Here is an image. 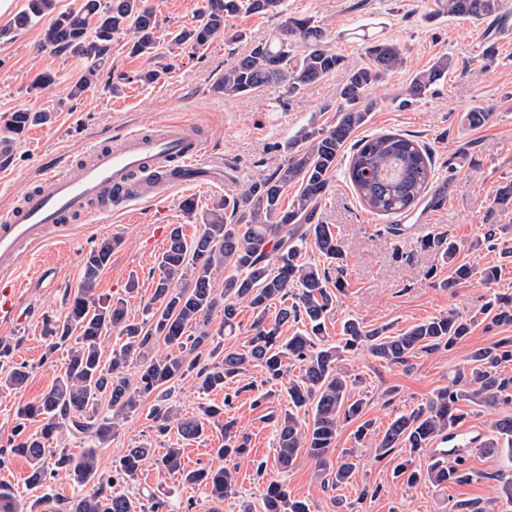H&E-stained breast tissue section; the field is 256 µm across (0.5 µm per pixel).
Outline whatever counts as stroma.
I'll return each mask as SVG.
<instances>
[{
    "mask_svg": "<svg viewBox=\"0 0 512 512\" xmlns=\"http://www.w3.org/2000/svg\"><path fill=\"white\" fill-rule=\"evenodd\" d=\"M289 15H310L327 31L341 67L333 75L293 94L271 88L249 98H227L214 90L225 65L244 53L250 44L272 39L279 21L274 17L242 15L232 21L246 40L236 42L216 36L199 50H178L164 58L167 71L153 84L138 81L151 67L143 56L130 54L125 40L112 44L108 68L120 88L112 93L98 85L72 100L67 90L82 74L85 63L57 51L44 42L48 20L16 31L0 41V117L18 109L49 112L48 122L32 126L15 144L6 166L0 167V209L14 205L35 185L36 176L59 159L77 161L93 137L136 123L161 129L182 123L200 130L207 147L206 160L224 165L222 183L204 179L171 191L154 203H142L124 213L102 215L91 222H74L63 239L50 242L26 258L15 272L25 298L28 321L0 323V340L10 341L15 362L26 363L30 376L20 391H0V446H6L15 425L19 405L41 395L61 372L65 349L50 350L42 334L45 316L64 317L68 303L82 278V263L92 247L105 239H120L110 265L102 271L96 295H126L130 319L144 317V306L159 276L160 255L167 245L158 225L179 224L186 237L202 229L201 214L224 196L259 174L275 173L287 161L284 145L301 127L326 125L336 119L340 91L346 76L366 67L362 33H375L396 43L403 51L401 69L386 77L370 95L368 121L355 136L398 133L410 136L430 149L434 178L448 184V201L428 229L447 236L459 247L457 263L475 269L499 265L502 279L495 287L480 277L458 287H448L452 266L436 251L423 248L420 237L391 240L386 225L398 223L395 215L370 212L347 178V159H340L322 204L320 217L329 224L345 254L342 278L346 291L326 319V334L338 339L345 320L355 318L373 326L400 330L457 310L475 317L467 337L451 350L424 352L412 369L387 365L360 350L345 354L340 366L359 377L356 395L366 402L365 417L376 430H384L398 414L431 398L438 388L451 383L456 370L476 349L504 336L512 326H498L479 310L494 293H512V257L491 248L489 229L501 239L512 238V204L501 205L502 188L512 184V14L473 21L437 14L434 0H287ZM452 56L454 67L426 97L405 103L412 78L426 70L435 58ZM50 72L52 85L30 89L33 77ZM489 112L488 122L475 126L467 114L473 108ZM194 199L197 212L187 215L182 205ZM138 289L126 293L129 279ZM288 395L277 391L267 408L253 407L248 393H241L227 418L235 419L240 439L251 453L236 463L238 494L225 499L221 512H241L250 502L263 512L266 480H284L297 499L311 512H455L465 502L489 512H512V503L501 496V487L512 479V459L502 453L472 452L470 467L477 477L470 483L441 490L426 483L407 486L393 476L396 456L374 459L365 452L361 467L350 483L338 489L324 487L311 462L298 460L288 473L276 464L275 429L265 420L266 411L284 412ZM148 405L130 414L118 433L98 450L101 470L112 468L127 449L152 446L155 457L124 485L133 512H143L145 491H170L174 512L194 502L195 512H209L200 489L182 485L179 476L160 471L156 457L165 449L182 445L188 466L222 467L214 450L224 442L220 427H209L204 438L179 442L176 434L158 437L147 418ZM267 463L265 479L255 475L253 463ZM380 487L376 497H362L367 487Z\"/></svg>",
    "mask_w": 512,
    "mask_h": 512,
    "instance_id": "35a3bbf8",
    "label": "stroma"
}]
</instances>
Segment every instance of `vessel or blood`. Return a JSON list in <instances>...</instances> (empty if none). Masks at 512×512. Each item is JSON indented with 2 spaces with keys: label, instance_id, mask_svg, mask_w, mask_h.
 <instances>
[{
  "label": "vessel or blood",
  "instance_id": "obj_1",
  "mask_svg": "<svg viewBox=\"0 0 512 512\" xmlns=\"http://www.w3.org/2000/svg\"><path fill=\"white\" fill-rule=\"evenodd\" d=\"M203 146L178 123L161 132L132 127L90 144L79 163L49 167L20 204L0 213V323L17 321L22 309L8 274L25 257L73 218L125 212L193 183L204 168Z\"/></svg>",
  "mask_w": 512,
  "mask_h": 512
}]
</instances>
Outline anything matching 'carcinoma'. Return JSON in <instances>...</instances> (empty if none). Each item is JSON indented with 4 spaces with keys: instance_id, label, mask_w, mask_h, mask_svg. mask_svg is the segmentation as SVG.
I'll list each match as a JSON object with an SVG mask.
<instances>
[{
    "instance_id": "1",
    "label": "carcinoma",
    "mask_w": 512,
    "mask_h": 512,
    "mask_svg": "<svg viewBox=\"0 0 512 512\" xmlns=\"http://www.w3.org/2000/svg\"><path fill=\"white\" fill-rule=\"evenodd\" d=\"M56 0H27L25 9L10 25L0 28V39L52 14L45 31L46 43L71 56L89 61L85 72L71 86L68 96L80 97L103 80L112 41L131 35L130 53L154 58L162 43L172 48L197 49L229 29L230 20L244 14L271 15L280 19L274 39L252 45L224 68L216 90L226 98L253 96L269 87L295 93L339 70L341 57L327 38L326 30L311 16H289L283 0H205L199 19L190 27L164 31L157 13L145 0H82L76 9L55 12ZM437 13L469 20L496 16L500 0H437ZM369 65L350 73L341 89L336 122L311 124L298 130L287 143L288 160L270 176L258 175L235 193L218 201L202 216L203 231L186 241L181 227L170 230L159 262V277L146 318L130 320L125 299L94 296L101 271L120 246L105 239L83 260L82 281L70 299L68 312L59 319L47 316L44 336L49 350L66 347L64 371L39 397L17 408L13 439L0 448V466L9 456H21L29 464L26 487L38 492L52 479L64 476L78 493L59 505L45 492L28 503L8 488H0V512H133L132 501L112 487L133 479L150 455L146 446L127 449L112 462L108 472L98 466L97 450L84 448L78 454L55 448L53 441L64 432L87 437L105 445L119 427V420L135 413L149 399L148 416L157 435L176 432L183 440L205 433V423L224 428V447L216 454L224 466L189 468L183 449L172 447L157 459L160 470L177 474L183 484L202 488L211 501L221 504L235 494V461L247 452L234 430L235 420L222 421L224 408L243 391L224 394V407L203 403L199 413L184 416L172 403L175 383L195 376L198 391L209 394L235 382L250 367H260L264 383L277 385L286 375L284 360L296 364L300 374L288 381V410L271 415L276 438V461L285 472L300 457L314 463L322 483L337 489L350 482L360 467L354 449L332 456L340 424L357 421L355 441L370 438L374 457L394 450L409 456L428 455L425 470L410 469L405 461L394 473L416 485L427 481L437 487L465 484L477 478L460 454H438L434 442L448 435L465 420L459 406L476 407L492 416V433L481 451L507 447L512 455V375L501 365L512 362V336L473 351L468 366L458 369L451 384L439 389L426 403L395 418L379 435L372 421L363 419L366 402L353 394L357 380L341 370L344 354L367 348L369 355L388 365H410L420 352L451 350L465 338L474 320L451 310L389 334V329L371 327L351 319L343 327L342 343L330 344L325 336L326 316L336 308L341 281L331 283L329 268L306 260L308 244L329 263L343 258L336 235L320 218V208L339 157L355 131L367 121L369 96L376 84L404 64L400 47L377 36H363ZM453 58L443 55L410 82V100L425 97L448 76ZM47 115L19 109L0 122V155H11L14 143ZM434 177L429 150L402 134L366 136L354 145L348 178L370 211L401 214L426 193ZM294 195L283 205L288 190ZM425 248L439 252L446 263L455 260L456 246L444 236H428ZM228 270L223 288L215 287V275ZM186 278L172 286L176 276ZM474 269L454 266L452 288L468 282ZM254 314L252 334L244 346L224 349L214 344L207 329L210 316L223 317L224 331L232 334L241 304ZM278 307L269 316L271 307ZM485 315L497 325H512V294L498 293L487 303ZM302 323L297 334L281 339L288 321ZM117 335L121 345L103 359L102 339ZM168 351L155 353L159 344ZM140 359L136 382L125 368L131 357ZM29 378L25 364L10 366L0 374V387L20 390ZM111 414L100 413L102 399ZM38 423L36 430L29 425ZM145 512H168L170 501L162 492L146 495ZM264 512H310L309 505L294 500L284 482L271 481L264 493Z\"/></svg>"
}]
</instances>
